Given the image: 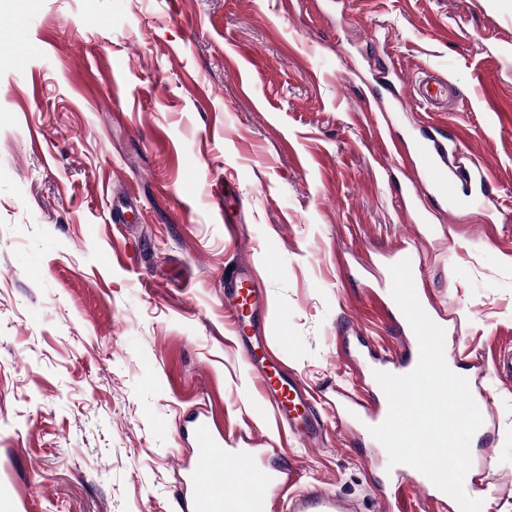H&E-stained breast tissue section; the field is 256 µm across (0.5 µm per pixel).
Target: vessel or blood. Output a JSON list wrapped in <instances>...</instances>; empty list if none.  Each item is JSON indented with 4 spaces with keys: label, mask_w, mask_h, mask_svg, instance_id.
Segmentation results:
<instances>
[{
    "label": "vessel or blood",
    "mask_w": 512,
    "mask_h": 512,
    "mask_svg": "<svg viewBox=\"0 0 512 512\" xmlns=\"http://www.w3.org/2000/svg\"><path fill=\"white\" fill-rule=\"evenodd\" d=\"M448 88L444 77L426 75L417 85L418 100L434 109L444 108L448 104ZM411 150L413 165L419 173L412 183L415 194L438 199L451 212L478 207L484 197L481 187L487 182L486 160L476 161L474 169L465 176L449 172L448 137L440 129L423 131L413 140ZM252 271L250 262H240L238 275L224 281V311L249 360L267 344L253 322L264 300L251 286ZM382 310L397 322L401 342L390 349L386 358H371L369 369L400 376L408 374L418 362L417 338L393 297H386ZM259 380V404L278 412L291 434L304 446L318 445L324 426L297 376L272 365L260 370ZM388 412V401L381 387L376 386L369 399L357 397L343 404L337 423L348 428L358 422L367 429L381 425ZM189 433L197 449L187 468L189 512H267L274 496L282 499L284 512H356L351 501L322 485L295 487L288 468L274 455L260 457L252 448L228 447L224 429L213 416L195 414L189 422ZM389 479L394 492L383 500V512H404V495L415 488L422 490L440 512L448 506L449 495L411 466H393Z\"/></svg>",
    "instance_id": "vessel-or-blood-1"
}]
</instances>
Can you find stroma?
Returning a JSON list of instances; mask_svg holds the SVG:
<instances>
[{
	"label": "stroma",
	"instance_id": "obj_1",
	"mask_svg": "<svg viewBox=\"0 0 512 512\" xmlns=\"http://www.w3.org/2000/svg\"><path fill=\"white\" fill-rule=\"evenodd\" d=\"M427 72L460 92L433 119ZM431 120L450 166L489 161L479 208L405 205L384 145ZM405 246L488 401L474 486L512 512V0H0V512H184L194 412L381 512L336 407L350 351L397 342L377 294ZM244 253L318 446L257 404L224 322Z\"/></svg>",
	"mask_w": 512,
	"mask_h": 512
}]
</instances>
